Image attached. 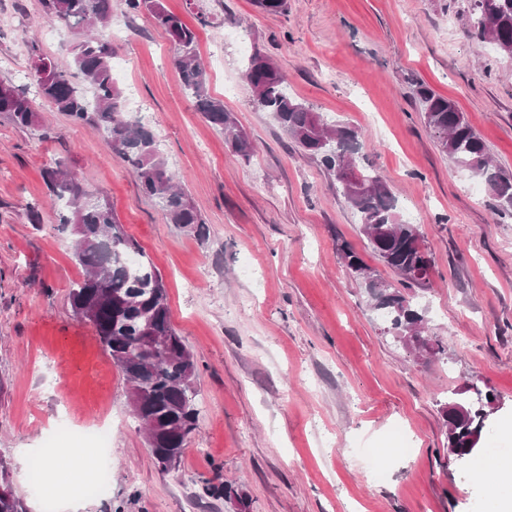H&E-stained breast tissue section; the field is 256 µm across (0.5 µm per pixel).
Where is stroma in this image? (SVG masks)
<instances>
[{"instance_id": "35a3bbf8", "label": "stroma", "mask_w": 512, "mask_h": 512, "mask_svg": "<svg viewBox=\"0 0 512 512\" xmlns=\"http://www.w3.org/2000/svg\"><path fill=\"white\" fill-rule=\"evenodd\" d=\"M193 27L210 94L251 146L242 158L198 112L175 48L143 14L112 0L126 69L125 110L158 140L206 233L167 222L102 135L37 93L30 50L70 66L78 31L49 24L40 0H0V81L27 92L38 124L0 115V459L28 512H495L476 458L447 450L440 409L477 386L496 405L480 445L512 444V219L424 123L421 82L465 114L512 173V61L470 37L472 0H162ZM54 27V37L44 35ZM260 52L292 98L364 134L357 161L379 173L417 225L430 280L410 288L444 353L397 342L341 244L392 284L334 175L260 111L244 77ZM62 162L160 272L174 328L197 364L198 423L178 467L156 466L129 385L69 292L81 280L44 169ZM107 423L109 486L33 485L40 449L82 443ZM384 477H375L376 467ZM232 487L239 499L214 494Z\"/></svg>"}]
</instances>
